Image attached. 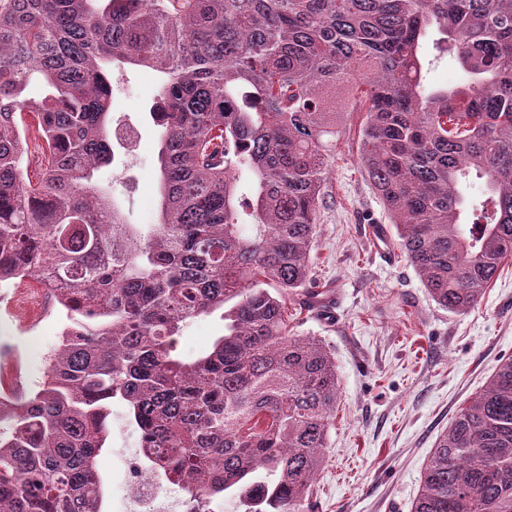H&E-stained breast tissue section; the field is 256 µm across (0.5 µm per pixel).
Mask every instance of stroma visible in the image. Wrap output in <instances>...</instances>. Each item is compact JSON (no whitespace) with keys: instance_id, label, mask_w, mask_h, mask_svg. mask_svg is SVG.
Masks as SVG:
<instances>
[{"instance_id":"35a3bbf8","label":"stroma","mask_w":512,"mask_h":512,"mask_svg":"<svg viewBox=\"0 0 512 512\" xmlns=\"http://www.w3.org/2000/svg\"><path fill=\"white\" fill-rule=\"evenodd\" d=\"M121 78L124 88L115 94L111 112L138 129L139 149L134 158L120 156L102 166L96 180L128 223L153 224L161 129L149 108L160 80L136 66L126 67ZM389 222L362 172L357 134L347 132L326 177L312 251L311 280L337 292L336 315L326 322L305 311L289 324L294 335L322 340L339 380L329 446L313 486V512H411L438 435L492 376L500 358L512 355V259L474 308L452 312L436 304L398 248H391L390 260L379 256L367 227ZM65 325L63 313H56L36 335H0V350L17 358L23 378L37 382L44 356ZM223 332L219 315L198 316L183 327L179 350L195 356ZM107 443L98 467L108 480L110 512H121L126 462L139 451V435L128 425L122 403L112 405Z\"/></svg>"}]
</instances>
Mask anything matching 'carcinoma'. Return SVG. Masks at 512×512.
Here are the masks:
<instances>
[{
  "label": "carcinoma",
  "mask_w": 512,
  "mask_h": 512,
  "mask_svg": "<svg viewBox=\"0 0 512 512\" xmlns=\"http://www.w3.org/2000/svg\"><path fill=\"white\" fill-rule=\"evenodd\" d=\"M433 30L464 83L426 84ZM115 62L166 75L146 229L94 183L112 160ZM35 80L48 93L23 98ZM24 111L39 117L28 134ZM355 112L397 247L439 305L469 310L512 257V0H0V282L63 289L69 321L41 381L0 412V512H107L97 458L115 401L187 512L227 493L246 512L311 510L336 363L289 334L286 302L311 278ZM219 309L224 334L182 359L184 324ZM412 512H512V355L439 435Z\"/></svg>",
  "instance_id": "1"
}]
</instances>
